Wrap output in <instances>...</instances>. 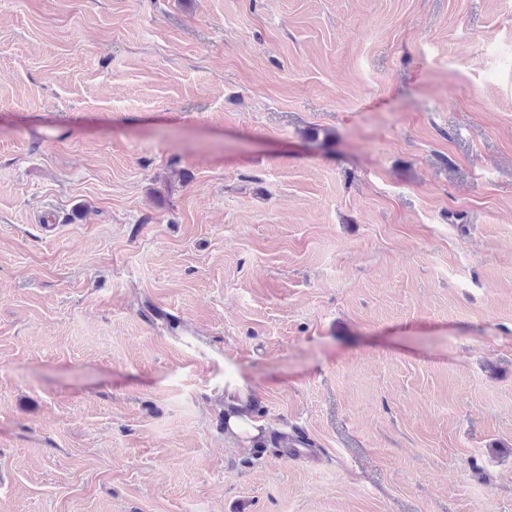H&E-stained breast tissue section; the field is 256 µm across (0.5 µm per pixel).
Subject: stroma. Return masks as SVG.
Returning <instances> with one entry per match:
<instances>
[{"instance_id": "1", "label": "stroma", "mask_w": 512, "mask_h": 512, "mask_svg": "<svg viewBox=\"0 0 512 512\" xmlns=\"http://www.w3.org/2000/svg\"><path fill=\"white\" fill-rule=\"evenodd\" d=\"M0 512H512V0H0ZM224 417L230 439H238L248 445L254 439L267 436L268 428L252 412L248 390L242 379L224 389Z\"/></svg>"}]
</instances>
